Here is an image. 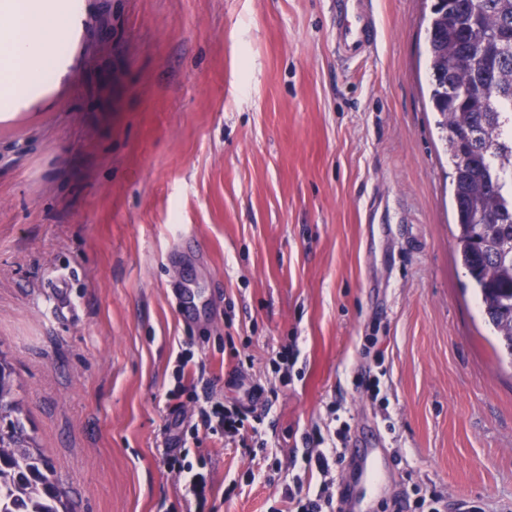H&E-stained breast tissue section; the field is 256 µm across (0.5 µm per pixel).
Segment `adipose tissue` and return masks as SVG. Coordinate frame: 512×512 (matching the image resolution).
<instances>
[{"instance_id": "obj_1", "label": "adipose tissue", "mask_w": 512, "mask_h": 512, "mask_svg": "<svg viewBox=\"0 0 512 512\" xmlns=\"http://www.w3.org/2000/svg\"><path fill=\"white\" fill-rule=\"evenodd\" d=\"M67 16L64 0H0V112L13 111L21 89L54 81L64 41L48 26Z\"/></svg>"}]
</instances>
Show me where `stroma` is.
Returning <instances> with one entry per match:
<instances>
[{
    "instance_id": "35a3bbf8",
    "label": "stroma",
    "mask_w": 512,
    "mask_h": 512,
    "mask_svg": "<svg viewBox=\"0 0 512 512\" xmlns=\"http://www.w3.org/2000/svg\"><path fill=\"white\" fill-rule=\"evenodd\" d=\"M432 0H82L61 76L0 114V352L74 512H285L309 435L391 459L373 512H512V358L456 248ZM191 375L174 400L178 354ZM211 392L249 420L201 429ZM333 41L345 61L367 59L376 47L371 0H338ZM185 458L169 457L166 455L163 462L170 471H177L179 474L186 472L190 474L189 490L195 501L196 512H202L205 508L208 496L211 492V485L207 475L202 472L192 473L193 467L191 464L184 463Z\"/></svg>"
}]
</instances>
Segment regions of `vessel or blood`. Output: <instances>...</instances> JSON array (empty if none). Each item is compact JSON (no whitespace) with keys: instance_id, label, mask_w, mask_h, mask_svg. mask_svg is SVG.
Here are the masks:
<instances>
[{"instance_id":"1","label":"vessel or blood","mask_w":512,"mask_h":512,"mask_svg":"<svg viewBox=\"0 0 512 512\" xmlns=\"http://www.w3.org/2000/svg\"><path fill=\"white\" fill-rule=\"evenodd\" d=\"M333 41L337 55L343 60L368 58L376 46V22L370 0H339ZM350 457L354 462V473L342 485L337 503L340 512H363L368 491L378 480L377 468L364 450L351 449Z\"/></svg>"}]
</instances>
